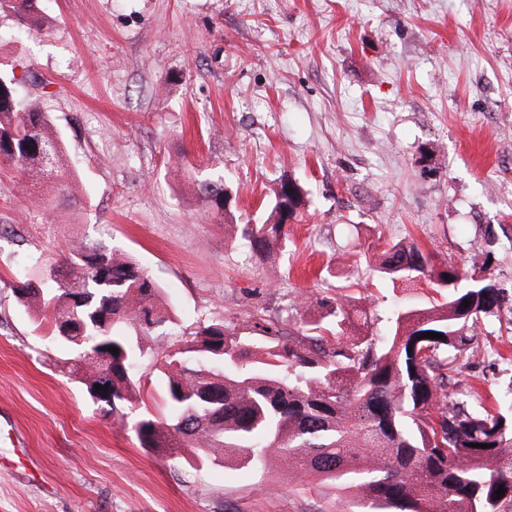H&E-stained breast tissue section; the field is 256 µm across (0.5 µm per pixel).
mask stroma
Masks as SVG:
<instances>
[{
    "label": "stroma",
    "mask_w": 512,
    "mask_h": 512,
    "mask_svg": "<svg viewBox=\"0 0 512 512\" xmlns=\"http://www.w3.org/2000/svg\"><path fill=\"white\" fill-rule=\"evenodd\" d=\"M0 16V59L60 132L69 194L49 211L0 169V512H341V495L281 464L192 466L104 416L10 288L74 241L125 249L179 328L282 294L347 287L374 335L401 286L367 266L412 241L512 293V0H40ZM297 180L307 207L275 259L238 227ZM219 181L229 215L200 192ZM470 407L512 400V311L457 357ZM139 412H166L155 361ZM0 13H7L29 25L39 22L36 0H0Z\"/></svg>",
    "instance_id": "1"
}]
</instances>
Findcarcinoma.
<instances>
[{
    "label": "carcinoma",
    "mask_w": 512,
    "mask_h": 512,
    "mask_svg": "<svg viewBox=\"0 0 512 512\" xmlns=\"http://www.w3.org/2000/svg\"><path fill=\"white\" fill-rule=\"evenodd\" d=\"M0 13L39 22L36 0H0ZM16 85L13 65L0 61V163L25 173L30 200L46 210L44 186L71 189L64 143L50 114ZM201 192L227 212L224 184L205 182ZM302 206L301 186L282 181L264 221L243 225L239 245L275 258L286 218ZM373 271L406 288L422 279L447 285L448 298L395 308L383 341L355 324L366 308L334 288L289 300L285 319L254 310L248 336L228 319L186 333L127 251L79 242L12 291L47 322L52 342L76 353L69 373L89 396L109 385L106 415L122 419L141 399L137 371L150 339L173 337L160 367L168 414L146 412L133 424L140 446L159 456L178 462L193 448L197 463L232 458L257 469L279 460L305 482L347 492L343 512H512V403L477 414L452 387L457 354L472 348L481 320L512 306V294L492 275L462 285L458 266L434 262L415 243L389 245ZM309 302L319 317L301 314Z\"/></svg>",
    "instance_id": "carcinoma-1"
}]
</instances>
